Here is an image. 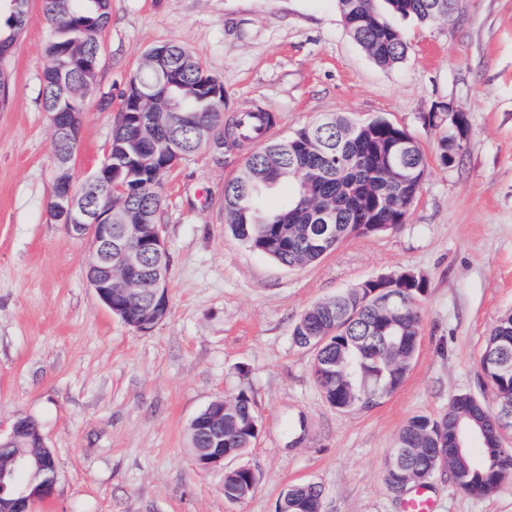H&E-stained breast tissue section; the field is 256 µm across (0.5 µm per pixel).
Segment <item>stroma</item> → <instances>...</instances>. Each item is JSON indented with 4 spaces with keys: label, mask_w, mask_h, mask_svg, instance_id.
<instances>
[{
    "label": "stroma",
    "mask_w": 512,
    "mask_h": 512,
    "mask_svg": "<svg viewBox=\"0 0 512 512\" xmlns=\"http://www.w3.org/2000/svg\"><path fill=\"white\" fill-rule=\"evenodd\" d=\"M0 59V431L28 416L57 466L35 512H276L285 489L315 482L323 512H403L384 461L407 421L447 412L463 392L491 398L479 370L486 337L512 310V0H459L448 18H393L409 46L392 68L351 37L336 0H112L97 84L88 96L83 180L102 162L122 94L143 53L183 45L224 87V111L273 112L281 139L317 118L384 116L418 138L421 197L398 231L342 242L290 270L251 251L224 224V187L261 142L209 149L167 176L160 226L170 260L169 310L141 332L109 313L87 280L89 243L51 221L54 134L43 106V0ZM464 113L465 151L437 160L435 105ZM412 270L427 280L414 362L369 410L330 407L312 355L292 329L318 301ZM246 389L259 434L238 461L259 476L244 502L224 498L223 470L201 471L187 438L209 403ZM436 512H512V482L485 496L442 473Z\"/></svg>",
    "instance_id": "obj_1"
}]
</instances>
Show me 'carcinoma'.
I'll return each instance as SVG.
<instances>
[{
  "mask_svg": "<svg viewBox=\"0 0 512 512\" xmlns=\"http://www.w3.org/2000/svg\"><path fill=\"white\" fill-rule=\"evenodd\" d=\"M342 20L353 38L382 67L401 63L407 43L388 16L413 18L430 24L448 8V0H336ZM111 15V0H43V17L51 26L47 45L49 66L69 73L66 89L48 78L43 82L45 109L81 112L84 99L97 83V71L82 61L98 53ZM0 57L14 46L28 23L27 0H0ZM179 75L178 85L148 111L164 112L169 121L157 122L134 113L118 115L112 134V207L120 224H157L162 195L146 196L142 184L159 155L158 143L190 152L200 136L222 147L224 125L235 132L234 142L246 132L272 125L274 116L260 109L224 121L200 88L198 62L177 43H163ZM404 127L382 117L348 132V117L302 128L284 139L271 140L247 158L239 174L224 187V224L249 249L290 269L311 265L353 237L376 236L398 229L417 202L428 175L421 146L406 154L402 179L389 176L392 147ZM287 179L295 191L275 210L261 206L265 189ZM309 185L313 202L299 196ZM328 209L334 223L320 222ZM427 291V280L403 270L363 281L307 309L295 323L292 340L313 354L312 370L322 396L340 411L368 410L380 404L403 382L418 346L421 316L417 302ZM505 350L512 361V311L504 313L490 330L484 352ZM493 390L488 404L469 393L459 394L448 412L432 417L416 415L400 431L386 462L388 490L402 484L427 486L443 468L455 484L473 496H484L504 481H512V448L504 446L502 432L512 428V369L479 363ZM257 413L249 393L242 389L224 401L216 400L190 422L188 436L193 455L221 448L234 459L251 447L259 433ZM476 431L482 456L475 461L468 448L452 452L457 428ZM53 470L18 473L12 482L39 487ZM259 478L250 467L224 470V498L242 502L255 490ZM323 492L316 483L290 486L277 512H322Z\"/></svg>",
  "mask_w": 512,
  "mask_h": 512,
  "instance_id": "carcinoma-1",
  "label": "carcinoma"
}]
</instances>
